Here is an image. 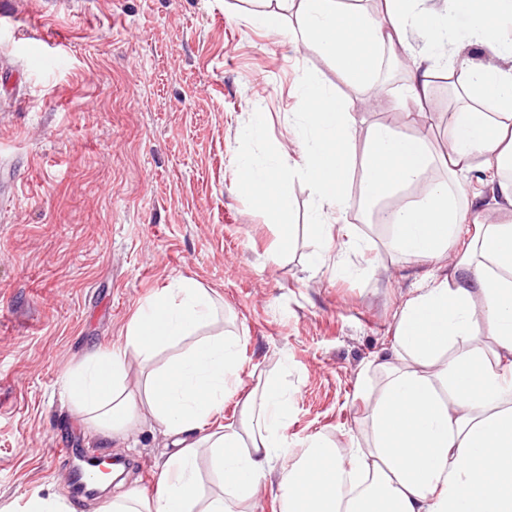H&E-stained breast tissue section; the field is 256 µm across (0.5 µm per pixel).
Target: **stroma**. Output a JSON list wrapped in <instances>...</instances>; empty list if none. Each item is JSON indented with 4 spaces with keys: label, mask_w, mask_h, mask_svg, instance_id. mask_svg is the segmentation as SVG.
<instances>
[{
    "label": "stroma",
    "mask_w": 512,
    "mask_h": 512,
    "mask_svg": "<svg viewBox=\"0 0 512 512\" xmlns=\"http://www.w3.org/2000/svg\"><path fill=\"white\" fill-rule=\"evenodd\" d=\"M260 0H5L0 6V507L27 489L92 512L73 495L60 448L128 461L123 482L153 495L169 440L151 424L125 441L89 428L65 372L119 344L136 308L178 278L224 303L243 390L278 375L292 397L294 453L320 434L358 435L370 361L389 345L416 267L389 246L380 210L328 216L362 251L334 246L321 267L313 191L300 174L289 230L240 192V156L260 154L255 113L289 157L288 115L310 77L352 112L362 153L371 125L406 131L408 74L384 58L380 98L302 45L300 11L255 22ZM277 262H266L269 252Z\"/></svg>",
    "instance_id": "35a3bbf8"
}]
</instances>
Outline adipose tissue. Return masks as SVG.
<instances>
[{
  "label": "adipose tissue",
  "mask_w": 512,
  "mask_h": 512,
  "mask_svg": "<svg viewBox=\"0 0 512 512\" xmlns=\"http://www.w3.org/2000/svg\"><path fill=\"white\" fill-rule=\"evenodd\" d=\"M300 9L304 46L355 85L369 87L379 53L410 59L407 121L428 98L436 69L448 70L468 100L444 119L449 182L433 175L427 134L378 123L350 195L353 117L310 78L306 110L288 123L300 143L297 160L286 164L284 144L265 136L258 113L264 156L243 158L236 169L240 189L284 226L293 210L285 172L309 182L324 245L310 257L314 267L333 242L325 214L417 192L384 216L393 246L421 274L394 314L389 348L375 359L382 380L366 433L343 446L308 437L294 458L287 388L268 378L241 393L240 337L207 331L223 306L195 281L178 280L139 305L120 345L64 375L70 399L99 434L123 440L149 418L174 446L153 496L130 489L98 512H256L271 483L282 492L281 512H512V0H385L375 15L342 0H300ZM414 29L435 47H452L448 60L408 50ZM467 44L483 47L490 63L463 54ZM474 171L488 174L489 200L467 193L462 179ZM465 226L469 243L452 253ZM185 339L187 349L152 368L160 350ZM133 358L149 369L139 393L127 385ZM230 396L237 420L215 424ZM203 452L220 478L208 494L197 468Z\"/></svg>",
  "instance_id": "adipose-tissue-1"
}]
</instances>
